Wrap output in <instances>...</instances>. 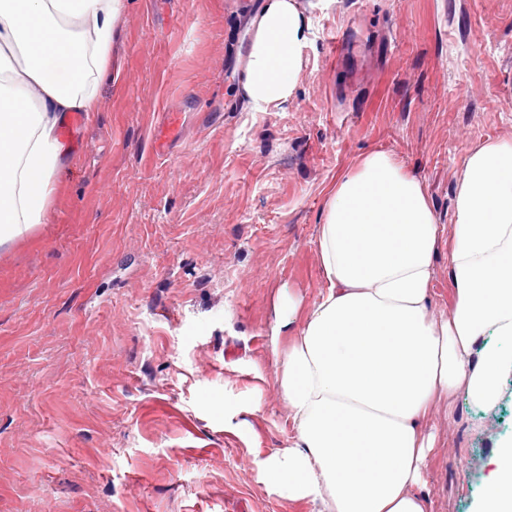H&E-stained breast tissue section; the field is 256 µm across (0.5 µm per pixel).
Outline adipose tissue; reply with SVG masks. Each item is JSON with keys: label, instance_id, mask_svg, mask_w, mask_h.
Listing matches in <instances>:
<instances>
[{"label": "adipose tissue", "instance_id": "obj_1", "mask_svg": "<svg viewBox=\"0 0 512 512\" xmlns=\"http://www.w3.org/2000/svg\"><path fill=\"white\" fill-rule=\"evenodd\" d=\"M125 0H0V243L42 223L65 153L57 129L96 111ZM310 21L268 0L249 30L243 90L291 97ZM448 248L453 307L430 309L441 228L421 181L374 152L330 192L317 249L324 288L277 370L294 432L268 481L322 512H426L434 411L458 391L497 403L512 371V142L469 151ZM479 512H512V443Z\"/></svg>", "mask_w": 512, "mask_h": 512}]
</instances>
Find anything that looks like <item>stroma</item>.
<instances>
[{
	"instance_id": "1",
	"label": "stroma",
	"mask_w": 512,
	"mask_h": 512,
	"mask_svg": "<svg viewBox=\"0 0 512 512\" xmlns=\"http://www.w3.org/2000/svg\"><path fill=\"white\" fill-rule=\"evenodd\" d=\"M266 2L126 0L42 223L0 244V512H315L260 463L292 439V336L272 331L321 292L333 185L388 152L448 239L465 155L512 141V0H297L296 88L260 112L243 77ZM436 424L428 512H476L512 374L493 408L461 391Z\"/></svg>"
}]
</instances>
